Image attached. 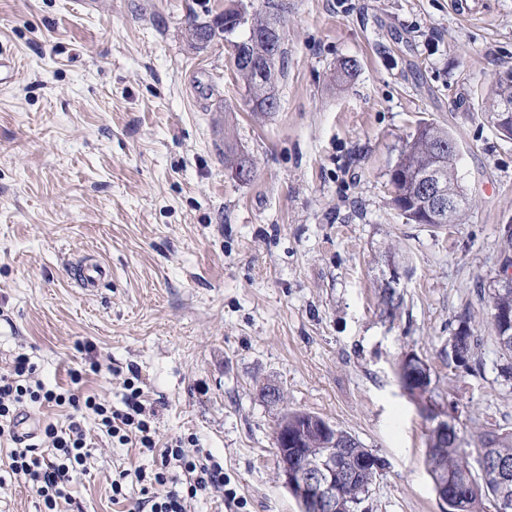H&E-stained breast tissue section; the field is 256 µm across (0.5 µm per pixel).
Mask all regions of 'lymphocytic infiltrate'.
Listing matches in <instances>:
<instances>
[{"instance_id":"1","label":"lymphocytic infiltrate","mask_w":512,"mask_h":512,"mask_svg":"<svg viewBox=\"0 0 512 512\" xmlns=\"http://www.w3.org/2000/svg\"><path fill=\"white\" fill-rule=\"evenodd\" d=\"M82 376L71 374V389L47 388L26 354L14 357L8 370L0 372V441L13 442L7 467L11 475L24 478L42 500L43 512H59L72 504V486L86 472L90 455L86 421L120 445L151 455L152 469H139L142 497L139 512H186L187 502L202 492H223L224 468L212 457L190 454L182 439L161 443L151 428L152 411L136 377L124 381L122 407L115 408L93 395H82ZM52 404L68 408V424L60 428L43 424L36 442H27L19 432L21 410L27 404Z\"/></svg>"}]
</instances>
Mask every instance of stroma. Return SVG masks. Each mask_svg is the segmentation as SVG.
I'll list each match as a JSON object with an SVG mask.
<instances>
[{
  "label": "stroma",
  "instance_id": "35a3bbf8",
  "mask_svg": "<svg viewBox=\"0 0 512 512\" xmlns=\"http://www.w3.org/2000/svg\"><path fill=\"white\" fill-rule=\"evenodd\" d=\"M282 0L278 107L255 112L217 39L191 20L224 0H0V367L27 354L48 384L121 407L137 369L160 441L195 439L238 497L188 512H300L278 478L283 413L320 415L382 467L364 512H440L428 422L396 368L416 353L458 405L465 448L512 432V379L488 325L486 290L512 224V140L488 119V90L512 67V0ZM346 60L357 72L335 81ZM422 121L448 127L470 199L463 223H407L390 172ZM247 158L249 179L224 162ZM411 268L400 316L379 313L378 257ZM108 265L83 288L67 262ZM479 370L441 350L460 316ZM104 365L92 372L88 356ZM284 393L275 405L263 385ZM82 512H128L138 449L89 430Z\"/></svg>",
  "mask_w": 512,
  "mask_h": 512
}]
</instances>
